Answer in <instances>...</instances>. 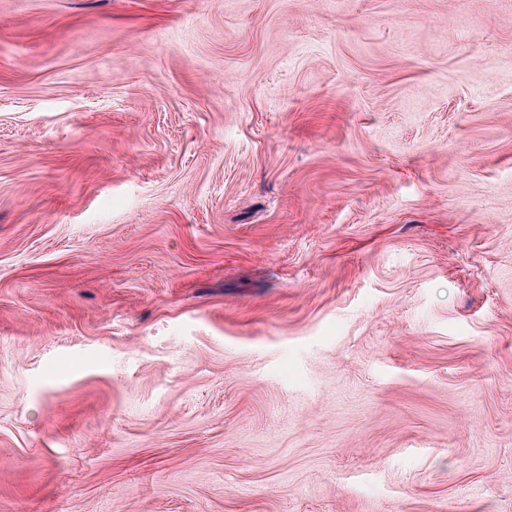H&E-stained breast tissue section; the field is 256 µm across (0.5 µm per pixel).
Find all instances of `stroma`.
Segmentation results:
<instances>
[{
    "instance_id": "35a3bbf8",
    "label": "stroma",
    "mask_w": 512,
    "mask_h": 512,
    "mask_svg": "<svg viewBox=\"0 0 512 512\" xmlns=\"http://www.w3.org/2000/svg\"><path fill=\"white\" fill-rule=\"evenodd\" d=\"M0 512H512V0H0Z\"/></svg>"
}]
</instances>
